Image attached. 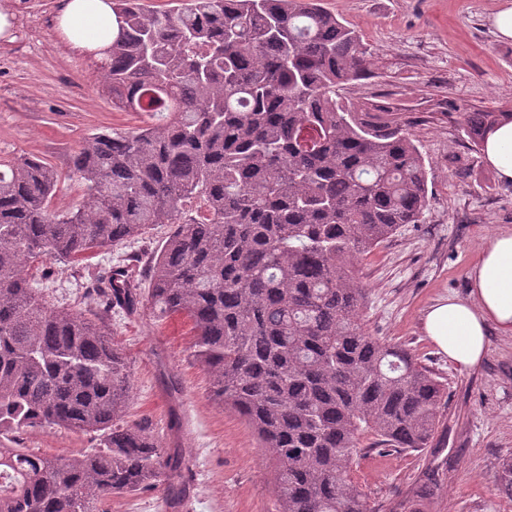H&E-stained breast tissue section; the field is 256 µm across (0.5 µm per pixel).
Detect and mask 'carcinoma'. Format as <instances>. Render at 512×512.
Here are the masks:
<instances>
[{
	"label": "carcinoma",
	"instance_id": "cac0c4a2",
	"mask_svg": "<svg viewBox=\"0 0 512 512\" xmlns=\"http://www.w3.org/2000/svg\"><path fill=\"white\" fill-rule=\"evenodd\" d=\"M112 14L107 91L148 121L92 135L66 173L0 157V436L57 427L97 444L0 449V512H109L179 479L178 452L123 422L131 379L109 318L145 299L187 320L212 398L269 449L278 512H373L352 478L361 439L430 448L444 406L411 349L366 331L356 269L428 207L413 134L339 96L369 75L370 52L319 0H112ZM507 117L465 112V133L480 142ZM69 181L81 198L52 209ZM158 227L149 278L118 266L85 310L49 306L28 277L37 259L77 265ZM437 485L424 473L397 509L420 512ZM499 489L512 499V458Z\"/></svg>",
	"mask_w": 512,
	"mask_h": 512
}]
</instances>
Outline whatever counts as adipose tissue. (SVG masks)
I'll use <instances>...</instances> for the list:
<instances>
[{"label": "adipose tissue", "instance_id": "obj_1", "mask_svg": "<svg viewBox=\"0 0 512 512\" xmlns=\"http://www.w3.org/2000/svg\"><path fill=\"white\" fill-rule=\"evenodd\" d=\"M109 0H64L56 18L61 38L74 50L99 52L112 42ZM483 157L502 180L512 182V121L503 120L483 143ZM468 298H443L423 317L427 337L458 366L471 369L483 359L488 331L512 335V231L488 236L469 272Z\"/></svg>", "mask_w": 512, "mask_h": 512}]
</instances>
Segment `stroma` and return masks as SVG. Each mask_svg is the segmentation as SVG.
<instances>
[{"label":"stroma","mask_w":512,"mask_h":512,"mask_svg":"<svg viewBox=\"0 0 512 512\" xmlns=\"http://www.w3.org/2000/svg\"><path fill=\"white\" fill-rule=\"evenodd\" d=\"M60 0H0L13 16L0 39V156L35 155L60 171L97 131H127L144 116L112 106L96 54L65 46L55 29ZM504 0H321L352 24L372 55V74L345 86L344 97L395 106L428 169L430 206L358 265L368 290V331L411 348L446 393L432 448L380 454L363 450L354 476L373 512L428 470L442 486L427 512H512L498 489L501 461L512 457V336L490 331L481 364L458 368L427 338L423 314L437 300L467 297L468 274L485 238L512 229V182L489 168L463 132V112L512 109V40L490 19ZM164 229L93 255L79 266L31 269L54 304L84 308V280L131 255L149 263ZM112 339L127 355L132 398L124 414L162 447H179L187 494L171 503L165 486L114 498L112 512H277L268 452L231 409L215 402L205 371L190 356L185 320L158 321L143 305L112 312ZM26 447L69 454L94 447L92 435L36 428Z\"/></svg>","instance_id":"35a3bbf8"}]
</instances>
